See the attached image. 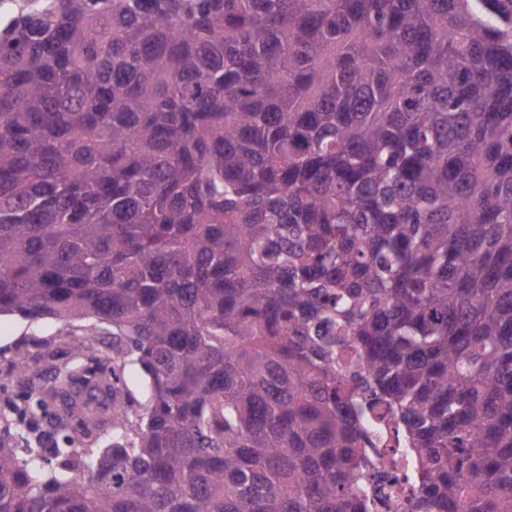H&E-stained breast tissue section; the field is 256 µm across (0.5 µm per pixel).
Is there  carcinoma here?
I'll list each match as a JSON object with an SVG mask.
<instances>
[{
	"instance_id": "1",
	"label": "carcinoma",
	"mask_w": 512,
	"mask_h": 512,
	"mask_svg": "<svg viewBox=\"0 0 512 512\" xmlns=\"http://www.w3.org/2000/svg\"><path fill=\"white\" fill-rule=\"evenodd\" d=\"M1 314L0 512H512V0H0ZM75 333L54 320L31 322L16 315L0 316V434L5 432V418L10 423V433L17 439L18 448H25V442L18 433L27 432V424L37 427L39 431L55 436L59 441L63 436L77 428L75 422L61 425L57 420V409L52 405L38 406L37 396H28L27 390L5 375L9 367L15 347L26 344L33 355L31 365L49 379L51 363L41 358L46 344L58 343L65 336ZM27 404L30 409L26 420L20 422L17 415L11 413V406ZM142 374L135 366H128L120 373L119 386L122 387L133 401L143 403ZM133 402L134 407L139 409V404Z\"/></svg>"
}]
</instances>
